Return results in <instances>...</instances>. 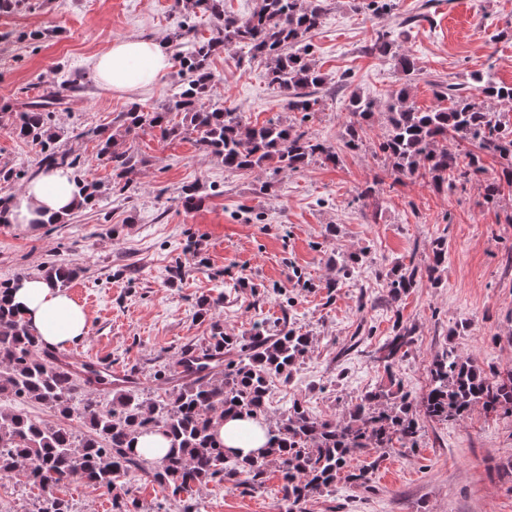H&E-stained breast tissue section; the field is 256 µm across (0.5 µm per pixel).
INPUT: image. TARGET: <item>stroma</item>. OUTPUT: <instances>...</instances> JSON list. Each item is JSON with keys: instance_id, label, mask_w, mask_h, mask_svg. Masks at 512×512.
Masks as SVG:
<instances>
[{"instance_id": "stroma-1", "label": "stroma", "mask_w": 512, "mask_h": 512, "mask_svg": "<svg viewBox=\"0 0 512 512\" xmlns=\"http://www.w3.org/2000/svg\"><path fill=\"white\" fill-rule=\"evenodd\" d=\"M328 3L309 40L327 81L308 128L339 153V164L317 159L296 173H230L193 140L147 129L121 140L141 161L126 201L113 197L112 168L85 131L118 132L116 118L131 104H164L180 69L127 95L96 82L93 60L120 38L170 41L188 18L198 37H210L211 17L174 0H36L33 8L0 13V108L56 92L68 108L55 124L65 148L80 158L77 175L102 192L98 205L75 209L62 224H0V282L37 274L47 262L80 266L67 291L88 295L90 330L71 351L134 376L143 396L166 389L160 370L181 347L204 343L215 321L243 340L285 325L311 336L292 380L271 383V424L294 399L317 416L341 418L361 391L393 381L420 397L432 359L448 345L483 368L512 367V191L488 205L474 183L450 194L419 179L394 180L375 154L387 125L383 111L374 114L360 150L344 146L351 95L380 98L402 83L394 60L371 50L377 29H393L413 54L420 73L410 99L428 110L437 104L436 80L469 86L479 75L512 83V39L500 35L512 22V0H394L381 17L359 9V0ZM37 29L52 35L26 40ZM210 69L206 104L258 124L291 119L264 65L246 62L244 49H225ZM39 160L38 147L17 138L9 118L0 119V166L34 171ZM188 184L202 198L193 208L181 199ZM440 240L448 255L437 282L420 280L390 301V271L427 263ZM360 251L363 265L342 275L343 257ZM203 296L217 302L206 317L197 307ZM398 323L412 327L413 344L389 376L374 353ZM366 464L373 467L367 487L337 480L309 500L306 512H512V415L477 406L458 421L425 423L415 448L350 462ZM282 484L273 466L254 489L212 483L192 512H280ZM117 492L137 512H182L139 470L112 492L80 481L60 490L72 512H113Z\"/></svg>"}]
</instances>
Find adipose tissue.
I'll use <instances>...</instances> for the list:
<instances>
[{"instance_id":"obj_1","label":"adipose tissue","mask_w":512,"mask_h":512,"mask_svg":"<svg viewBox=\"0 0 512 512\" xmlns=\"http://www.w3.org/2000/svg\"><path fill=\"white\" fill-rule=\"evenodd\" d=\"M172 66L169 53L159 40L140 36L113 41L94 60L96 79L112 90L133 93L161 78ZM79 200L77 181L66 167H54L28 180L13 195L8 220L24 226L46 223L52 216L71 212ZM12 302L45 347L67 349L89 334L87 312L64 289L43 276L32 275L18 282ZM217 438L226 449L240 455L264 447L269 439L263 421L218 418Z\"/></svg>"}]
</instances>
